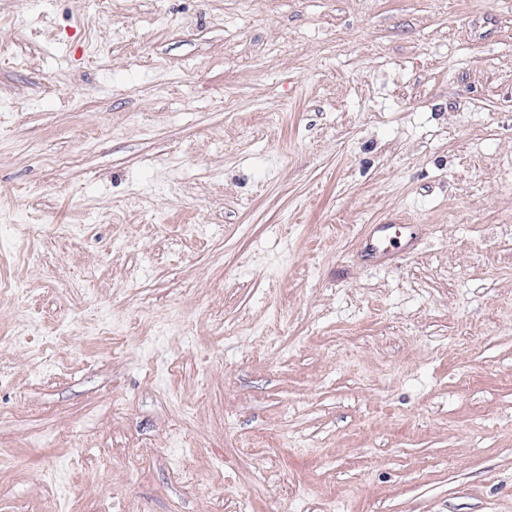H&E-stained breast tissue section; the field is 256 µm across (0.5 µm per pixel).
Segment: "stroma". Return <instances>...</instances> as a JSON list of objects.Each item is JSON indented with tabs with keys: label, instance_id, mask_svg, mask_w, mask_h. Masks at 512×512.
Returning a JSON list of instances; mask_svg holds the SVG:
<instances>
[{
	"label": "stroma",
	"instance_id": "obj_1",
	"mask_svg": "<svg viewBox=\"0 0 512 512\" xmlns=\"http://www.w3.org/2000/svg\"><path fill=\"white\" fill-rule=\"evenodd\" d=\"M1 280L0 512H512V0H0ZM416 239L417 232L413 225L379 224L371 242L367 244L366 252L374 261L385 263L392 259L394 250L410 246Z\"/></svg>",
	"mask_w": 512,
	"mask_h": 512
}]
</instances>
